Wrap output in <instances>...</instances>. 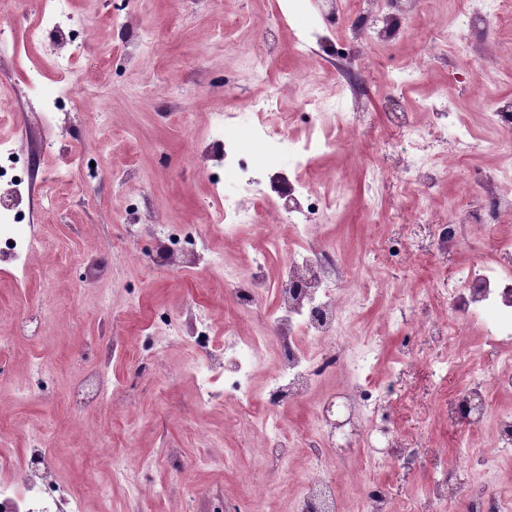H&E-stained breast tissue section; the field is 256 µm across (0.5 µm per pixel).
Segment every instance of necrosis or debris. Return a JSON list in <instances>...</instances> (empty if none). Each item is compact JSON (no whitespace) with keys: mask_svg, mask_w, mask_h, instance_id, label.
Returning <instances> with one entry per match:
<instances>
[{"mask_svg":"<svg viewBox=\"0 0 512 512\" xmlns=\"http://www.w3.org/2000/svg\"><path fill=\"white\" fill-rule=\"evenodd\" d=\"M418 2L362 0L354 27L359 43L385 39L390 30L380 25V18L391 10L403 17L410 16ZM489 2V12L476 13L470 10L467 0H448L458 23L443 30L441 40L460 55L481 54V47L469 41L468 28L512 17V0ZM289 84V78H282L275 91L247 105L248 132L252 139L262 143L261 154L245 151L239 139L225 140L219 162L231 178L238 205L231 212L219 211L210 232L198 235L203 243L209 233L229 236L235 225L242 223L265 229L250 276L229 292L239 308L258 315L261 329L253 336L218 345L209 334L208 320L199 316L189 332L178 331L168 336L169 341L187 340L200 349V356L190 369L199 405L210 407L222 399L233 403L237 421L262 432L267 457L275 462L285 459L293 448L281 431L277 408L303 398L343 367L345 352L338 336L349 317L339 293L347 272L336 252L315 239L317 223L330 216L339 199L316 195L311 189L317 179L312 170L313 160L335 152L338 141L322 134L315 125L304 141L294 142L289 138L286 122L269 126L262 121L264 114L281 111L282 96ZM427 108L437 125L452 127L453 134L448 140L431 136L406 112L401 115L397 134L419 159L415 167L406 169L407 183L429 189L443 178L436 168L439 145H447L450 155L462 159L471 153L474 143L467 128L456 125L447 98L429 100ZM486 109L487 126L500 135L496 151L503 163L496 176L483 186L480 206L461 211L436 226V248L443 254L455 251L473 224L482 221L485 215H492L499 223L512 219V194L502 190L503 184L512 180V98L492 100ZM280 155L288 156L293 175L288 190L295 205L286 211L276 204L258 205V182L247 175L249 166L266 165ZM498 247L500 263L460 267L452 279L441 282L439 291L452 312L462 313L467 323L482 328L489 343L508 348L512 346V242H499ZM282 251L287 252L288 263L281 278L273 283L265 274L266 258ZM270 336L277 340L279 368L264 390L258 392L253 387L252 374ZM307 340L316 344V351L304 348ZM392 392L389 385L373 386L360 378L354 380L349 396L354 416L361 423H375ZM88 394L96 402L117 406L128 400L132 392L122 383H109L104 370L97 368L72 389L76 398ZM489 424L494 427L498 456L512 457V410L494 411L484 406L468 419L469 429L475 432ZM8 444V439L0 440V512H85L83 503L57 482L53 473L55 461L43 442H35L20 458L8 451ZM456 501L467 502L471 512H512V497L487 494L480 482L433 484L428 497L431 512H448L450 503Z\"/></svg>","mask_w":512,"mask_h":512,"instance_id":"necrosis-or-debris-1","label":"necrosis or debris"}]
</instances>
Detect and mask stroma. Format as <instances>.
<instances>
[{"label":"stroma","instance_id":"1","mask_svg":"<svg viewBox=\"0 0 512 512\" xmlns=\"http://www.w3.org/2000/svg\"><path fill=\"white\" fill-rule=\"evenodd\" d=\"M357 0H338L333 19L307 7L299 18L282 22L276 0H136L138 30L149 33L138 45L113 24L124 12L122 0H69L73 15L91 30L93 52L77 57L68 76L53 61L59 33L37 47L26 41L42 0H21L0 14V99L14 113L0 121V142L10 145L32 175L14 199L26 219L17 227L39 245L30 254L31 278H23L9 259L0 258V322L15 324L8 351L0 355V426L11 431L15 450L31 435L58 449L56 478L73 491L91 484L107 487L106 497L92 501L94 512H176L193 499L198 512L222 501L229 512H291L289 488L307 481L309 464L303 445L290 459L262 460V439L224 425V408L200 407L188 373L197 360L196 346L169 345L155 313L175 315L184 327V303H195L210 318V334L220 339L226 327L258 332L255 314L239 310L225 295L227 282L248 277L262 232L239 225L235 242L214 237L208 249L183 262L158 265L160 224L197 228L213 220L224 204L220 188L204 180L222 150L214 126L216 113L244 111L250 99L265 94L257 70L274 65L294 80L284 97L296 103L304 94L320 93L339 103L349 96L346 68L364 79L366 118L356 129L337 131L336 154L316 158L317 168L352 179L345 200L318 237L333 245L341 262L356 268L360 287L341 292L351 317L343 330L344 368L302 399L278 411L292 436L316 420L324 398L352 380L366 344L379 346L370 382L392 384L391 405L381 419L388 439L427 447L416 465L386 459L385 440L376 430L359 428L351 448L325 452L321 468L336 481L341 512H361L348 473L362 470L390 488L389 512H419L428 488L444 474L455 480H482L491 492L512 496V457L495 459L486 470L460 457L461 443L491 448L492 427L467 433L458 414L465 376L442 381L429 375L434 343L429 321L449 318L448 305L435 284L473 260L493 261L498 238H512V223L474 228L452 254L432 244L435 224L475 200L499 158L493 132L482 119L488 97H511L512 85L500 80L512 59V26H492L477 40L483 56H461L439 41L441 29L456 18L441 0H421L417 12L393 41L359 50L345 20ZM311 28L321 42L311 43L306 57L293 44ZM423 73L403 88L412 118L427 123L423 105L430 95L447 92L458 119L480 147L466 158L441 154L445 179L434 188L429 207L434 221H414L417 187H400L413 161L394 135L395 78L415 66ZM38 74L28 90L29 74ZM70 85L73 99L58 113L54 134L42 128L37 96L56 95ZM63 155L74 156L68 171L71 190L57 201L60 218L43 219L41 205ZM388 168V189L370 180V167ZM224 254V276L210 271V253ZM142 342L148 350L150 375L136 386L135 397L119 410L108 405L75 409L69 391L98 365L102 348ZM449 348L493 375L504 366V353L478 331L451 337ZM109 444L132 451L126 477H116L97 456Z\"/></svg>","mask_w":512,"mask_h":512}]
</instances>
